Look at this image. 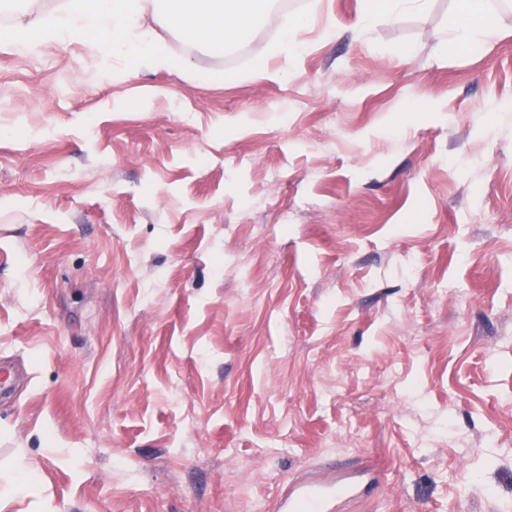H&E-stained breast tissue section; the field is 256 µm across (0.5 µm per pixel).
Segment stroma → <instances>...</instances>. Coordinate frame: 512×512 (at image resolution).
Masks as SVG:
<instances>
[{"mask_svg":"<svg viewBox=\"0 0 512 512\" xmlns=\"http://www.w3.org/2000/svg\"><path fill=\"white\" fill-rule=\"evenodd\" d=\"M367 6L289 0L293 58L274 13L169 37L189 75L0 51V512H273L366 465L334 512H512V2L468 49L458 0ZM280 35L269 48V54L278 56L282 54L294 55L299 46V33L304 25V17L283 13L279 18Z\"/></svg>","mask_w":512,"mask_h":512,"instance_id":"35a3bbf8","label":"stroma"}]
</instances>
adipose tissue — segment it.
Segmentation results:
<instances>
[{
	"mask_svg": "<svg viewBox=\"0 0 512 512\" xmlns=\"http://www.w3.org/2000/svg\"><path fill=\"white\" fill-rule=\"evenodd\" d=\"M274 0H62L17 14L0 35V51H31L67 37L81 38L94 56H128L143 70H189V58L173 55L174 34L221 53L244 42ZM451 27L453 45L489 42L498 33L489 0H463Z\"/></svg>",
	"mask_w": 512,
	"mask_h": 512,
	"instance_id": "obj_1",
	"label": "adipose tissue"
}]
</instances>
